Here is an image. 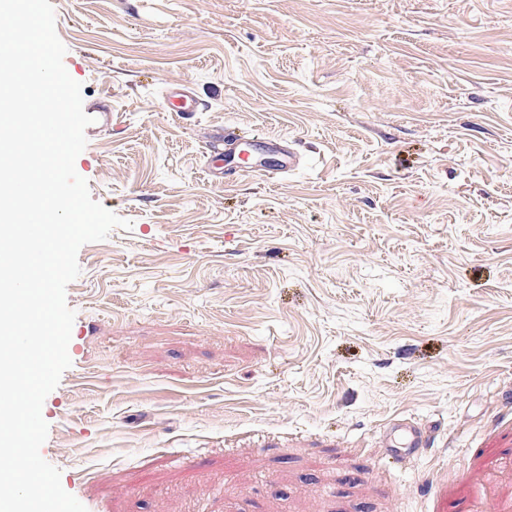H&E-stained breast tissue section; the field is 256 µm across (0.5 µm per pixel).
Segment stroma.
I'll use <instances>...</instances> for the list:
<instances>
[{"label": "stroma", "instance_id": "obj_1", "mask_svg": "<svg viewBox=\"0 0 512 512\" xmlns=\"http://www.w3.org/2000/svg\"><path fill=\"white\" fill-rule=\"evenodd\" d=\"M78 251L40 453L87 512H512V0H51ZM199 109L175 117L163 91ZM222 126L295 171L222 184ZM431 426L386 463L383 426ZM166 112L181 116L198 109V102L190 89L181 83H172L166 87ZM208 155V172L215 179L224 178V167L237 160L249 161L243 171L269 178H273L270 171L261 169L268 155L277 157L280 172L291 171L300 163L298 152L284 136H266L261 141L244 142L229 129H224L223 138L219 137L212 143Z\"/></svg>", "mask_w": 512, "mask_h": 512}]
</instances>
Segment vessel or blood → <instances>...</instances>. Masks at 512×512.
<instances>
[{"mask_svg": "<svg viewBox=\"0 0 512 512\" xmlns=\"http://www.w3.org/2000/svg\"><path fill=\"white\" fill-rule=\"evenodd\" d=\"M165 103L167 112L175 116L198 109V102L192 92L181 83L167 86ZM270 155L276 157L278 169L282 172L291 171L300 163L297 151L286 137L273 135L259 141L244 142L228 130L209 149L208 172L210 177L217 179L223 177L225 166L243 161L249 173L258 175L262 172L266 157ZM382 438L387 454L403 461L429 445L431 431L408 419L384 427Z\"/></svg>", "mask_w": 512, "mask_h": 512, "instance_id": "1", "label": "vessel or blood"}]
</instances>
